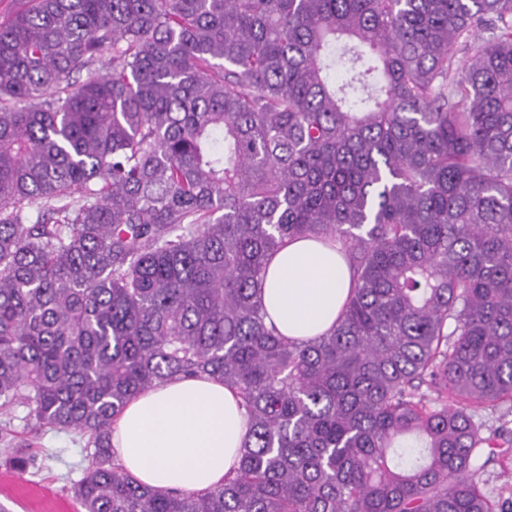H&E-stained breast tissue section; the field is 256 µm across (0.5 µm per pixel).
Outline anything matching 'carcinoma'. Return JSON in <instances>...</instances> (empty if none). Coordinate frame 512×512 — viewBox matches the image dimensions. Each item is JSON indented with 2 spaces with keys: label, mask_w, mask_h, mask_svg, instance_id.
<instances>
[{
  "label": "carcinoma",
  "mask_w": 512,
  "mask_h": 512,
  "mask_svg": "<svg viewBox=\"0 0 512 512\" xmlns=\"http://www.w3.org/2000/svg\"><path fill=\"white\" fill-rule=\"evenodd\" d=\"M0 20V412L86 438L84 512H512V0H17ZM486 41L463 63L469 39ZM112 65H96L106 52ZM336 247L306 340L269 261ZM224 382V484L112 448L138 392ZM347 285L346 267L335 249L299 239L288 243L269 263L264 305L283 336L311 338L336 322Z\"/></svg>",
  "instance_id": "carcinoma-1"
}]
</instances>
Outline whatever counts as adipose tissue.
I'll return each mask as SVG.
<instances>
[{
  "label": "adipose tissue",
  "instance_id": "ef3b65f1",
  "mask_svg": "<svg viewBox=\"0 0 512 512\" xmlns=\"http://www.w3.org/2000/svg\"><path fill=\"white\" fill-rule=\"evenodd\" d=\"M342 259L311 239L288 243L270 262L264 305L279 332L306 339L327 332L347 295ZM246 434L244 410L222 381L180 379L135 396L112 430L123 466L157 491L222 484Z\"/></svg>",
  "mask_w": 512,
  "mask_h": 512
}]
</instances>
